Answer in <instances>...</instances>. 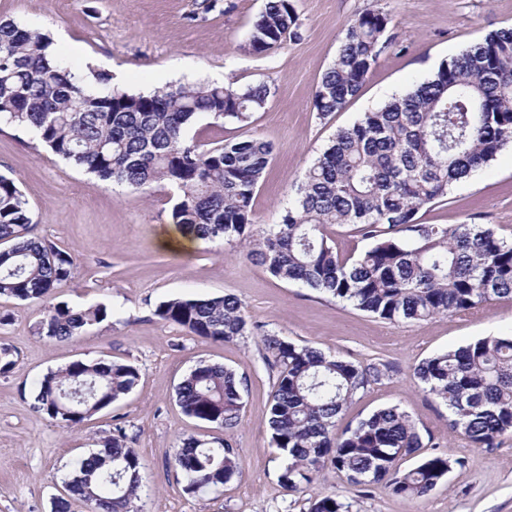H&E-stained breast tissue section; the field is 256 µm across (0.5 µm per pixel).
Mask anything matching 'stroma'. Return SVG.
Here are the masks:
<instances>
[{
	"mask_svg": "<svg viewBox=\"0 0 512 512\" xmlns=\"http://www.w3.org/2000/svg\"><path fill=\"white\" fill-rule=\"evenodd\" d=\"M265 0H0V19L49 36L59 59L86 74L112 65V83L132 92L227 80L235 87L266 83V105L247 129L228 125L225 138L246 133L273 143L274 159L253 205L255 225L276 224L313 161L336 131L383 106L491 30L512 25V0H292L299 36L269 52L249 48ZM387 14L389 47L359 94L320 117L316 88L341 45L345 25L362 12ZM0 174L15 179L29 203L33 236L70 250L75 278L57 291L72 305L104 304L111 318L77 338L39 337V305L0 297V345L15 365L0 375V512H54L63 480L80 457L102 448L115 425L143 462L148 493L140 512H309L315 498L336 496L350 512H512V436L497 446L474 445L451 431L448 409L428 395L414 367L437 352L486 336L512 335V300L490 298L452 316L390 323L272 278L223 241H197L186 255L160 248L174 200L170 187L108 186L10 126L0 128ZM425 224H486L512 240V147L456 183L447 198L422 208ZM231 294L257 335L212 342L161 320L168 298ZM288 337L353 362L382 361L391 370L359 392L344 423L400 405L438 452L456 459L445 482L408 500L386 489L349 485L324 468L303 493L279 483L283 459L267 430L274 380L262 358L261 334ZM105 358L138 368L128 395L82 424L67 428L34 407L33 379L76 359ZM244 371L248 390L234 432L244 474L217 493L189 494L173 466L181 439L220 436V429L184 415L176 386L199 361Z\"/></svg>",
	"mask_w": 512,
	"mask_h": 512,
	"instance_id": "stroma-1",
	"label": "stroma"
}]
</instances>
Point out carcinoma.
<instances>
[{"label": "carcinoma", "mask_w": 512, "mask_h": 512, "mask_svg": "<svg viewBox=\"0 0 512 512\" xmlns=\"http://www.w3.org/2000/svg\"><path fill=\"white\" fill-rule=\"evenodd\" d=\"M388 17L367 10L343 29L340 49L323 74L313 105L321 116L341 111L360 91L389 44ZM298 37L291 0H266L249 47L270 51ZM50 38L0 20V123L110 186L165 183L176 193L175 226L199 240L241 247L272 277L300 284L375 318L399 323L453 315L489 297L512 299V241L485 224H424L416 215L451 187L512 146V27L488 32L436 75L383 107L364 113L309 167L281 222L253 224V202L273 159V146L241 136L202 140L200 122L216 132L249 125L269 96L265 84L178 85L132 93L95 73L94 85L62 65ZM28 201L0 175V296L44 305L37 334L67 341L103 323V304L54 302L76 275L71 252L28 236ZM351 225L370 247L343 256L331 236ZM160 319L194 336L231 342L251 332L231 295L160 302ZM274 375L268 430L284 459L279 477L302 493L329 465L352 486L381 485L404 499L426 497L458 460L430 455L409 470L398 463L424 439L398 405L338 429L355 395L385 376L383 363L356 364L275 334L261 336ZM414 377L445 404L449 427L492 448L512 434V336H489L422 360ZM140 378L132 364L74 360L34 382L36 409L74 427L129 394ZM247 379L238 370L199 362L176 387L182 412L224 429L213 440L189 437L173 462L190 494L218 491L242 477L233 432ZM115 426L104 446L80 458L65 481L90 512H137L142 463ZM311 512H349L333 495Z\"/></svg>", "instance_id": "obj_1"}]
</instances>
